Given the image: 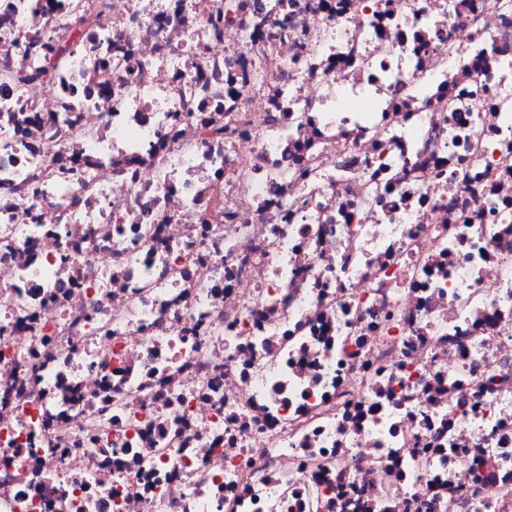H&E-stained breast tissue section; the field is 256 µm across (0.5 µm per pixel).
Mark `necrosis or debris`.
<instances>
[{
  "label": "necrosis or debris",
  "instance_id": "1",
  "mask_svg": "<svg viewBox=\"0 0 512 512\" xmlns=\"http://www.w3.org/2000/svg\"><path fill=\"white\" fill-rule=\"evenodd\" d=\"M71 2L0 0V512H512V0ZM73 47L64 46H49L45 53V66L38 72L40 76L49 77L57 69L65 67L69 61L70 53L73 51Z\"/></svg>",
  "mask_w": 512,
  "mask_h": 512
}]
</instances>
